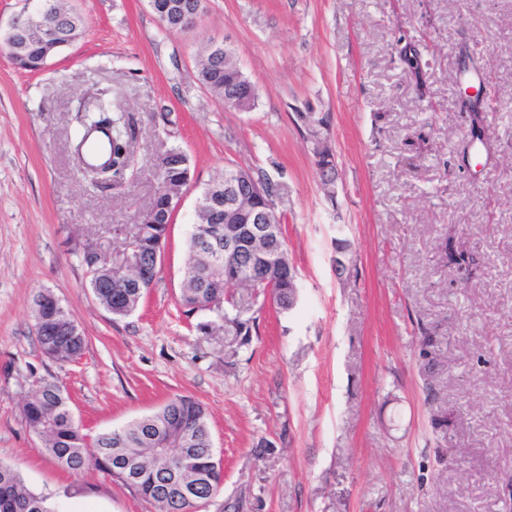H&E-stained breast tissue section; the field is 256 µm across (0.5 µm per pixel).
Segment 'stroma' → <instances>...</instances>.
I'll return each mask as SVG.
<instances>
[{"mask_svg": "<svg viewBox=\"0 0 512 512\" xmlns=\"http://www.w3.org/2000/svg\"><path fill=\"white\" fill-rule=\"evenodd\" d=\"M63 6L84 27L34 73L3 40L23 4L0 0V463L55 512H155L112 474L46 454L23 405L51 376L90 435L177 394L200 401L223 483L199 512H512V0H206L178 31L148 0ZM213 41L257 86L252 111L199 82ZM405 45L426 63L424 93ZM463 72L484 82L488 146L466 161ZM93 88L132 127L130 189L92 188L76 163ZM300 111L329 119L333 185ZM172 149L190 175L157 278L112 316L80 251L121 254ZM231 165L272 180L298 290L286 311L259 300L253 335L205 338L210 312L178 300L197 198ZM451 248L480 257L469 282ZM43 290L86 336L78 361L41 351Z\"/></svg>", "mask_w": 512, "mask_h": 512, "instance_id": "stroma-1", "label": "stroma"}]
</instances>
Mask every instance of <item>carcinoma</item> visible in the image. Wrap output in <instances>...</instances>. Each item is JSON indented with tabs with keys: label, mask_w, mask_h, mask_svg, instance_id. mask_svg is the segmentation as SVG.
Wrapping results in <instances>:
<instances>
[{
	"label": "carcinoma",
	"mask_w": 512,
	"mask_h": 512,
	"mask_svg": "<svg viewBox=\"0 0 512 512\" xmlns=\"http://www.w3.org/2000/svg\"><path fill=\"white\" fill-rule=\"evenodd\" d=\"M55 11L60 33L76 39L82 29L83 20L75 14L64 13L58 0H43ZM18 55L17 65L37 71L45 64L43 46L38 40L10 38ZM199 73L208 82L210 91L224 98V103L240 111L248 112L255 106L257 94L233 62L222 52H213L206 47L199 63ZM109 108L98 101L85 108L84 124H101L112 121V173L108 178L119 183L124 172L135 165L134 155L129 151V132L122 117L105 115ZM241 175L261 187L264 195L254 201L256 206H267L273 202L274 184L269 176L252 168L241 169ZM189 178V167L170 169L166 178L157 182L150 209L137 225L129 244L143 256L149 258L161 249L174 210L173 200L177 189ZM205 201L201 220L207 219L208 208L213 203L224 204V182L217 179L201 193ZM189 262L184 272L180 291V304L184 312L191 315L205 310L215 301L231 302V288L245 293L258 288L251 276L254 266L262 263L265 252H280L288 255L284 236L257 243L250 251L241 254L236 263L228 266L210 265L209 256L199 246L195 235H190ZM451 261L463 276L472 274L475 258L467 252L451 254ZM91 288L98 303L107 311L138 306L152 286L156 274L152 273L139 289L118 288L124 275L117 270L88 269ZM273 282L270 301L280 310L292 306V292L288 281L272 273ZM36 334L44 354L58 359L74 361L81 357L86 347V338L79 325L62 309L49 293H41L35 299ZM254 321L235 316L221 317L219 321L196 324L203 336H250ZM28 428L41 439L46 453L57 463L73 473L90 467L102 468L117 474L125 485L135 489L150 500L156 512H195V505L183 497L185 487H199L197 503L211 499L221 484V473L216 471L212 457V436L205 407L185 395H174L148 415L127 425L102 432L90 439L82 432L72 414L71 398L63 386L53 378L39 377L35 389L23 407ZM189 456L195 465L182 469V457ZM0 512H51L47 497L28 490L19 473L8 465L0 464Z\"/></svg>",
	"instance_id": "cac0c4a2"
}]
</instances>
